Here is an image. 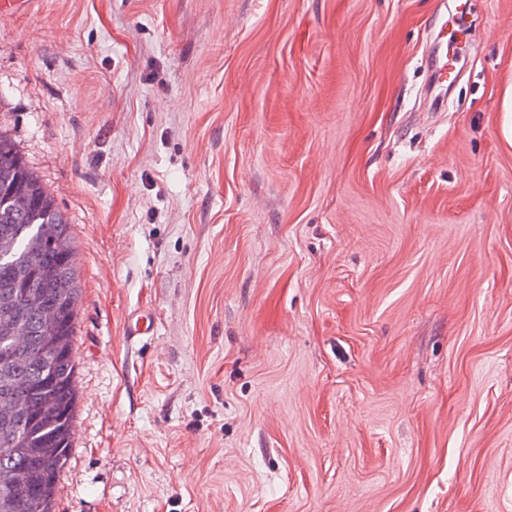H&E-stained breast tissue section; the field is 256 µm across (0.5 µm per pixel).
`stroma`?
<instances>
[{"instance_id":"35a3bbf8","label":"stroma","mask_w":512,"mask_h":512,"mask_svg":"<svg viewBox=\"0 0 512 512\" xmlns=\"http://www.w3.org/2000/svg\"><path fill=\"white\" fill-rule=\"evenodd\" d=\"M440 2L0 14L81 288L56 512H512V0L443 100ZM153 325V316L151 312L139 311L130 314L124 325V334L128 341H135L142 336L147 335Z\"/></svg>"}]
</instances>
